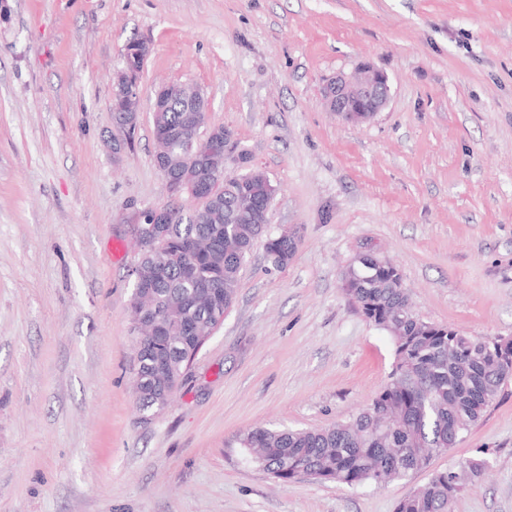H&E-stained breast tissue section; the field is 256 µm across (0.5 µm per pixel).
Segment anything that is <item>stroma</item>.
<instances>
[{"mask_svg": "<svg viewBox=\"0 0 512 512\" xmlns=\"http://www.w3.org/2000/svg\"><path fill=\"white\" fill-rule=\"evenodd\" d=\"M143 99L200 88L275 188L232 307L167 407L132 393L135 211L173 204L151 112L120 155L111 104L129 41ZM367 63L369 122L323 89ZM397 266L415 313L512 339V0H0V512H395L433 471L488 460L454 512H512V380L429 469L383 487L280 483L256 427L347 421L395 349L342 289L355 256ZM389 90L386 76L363 63L350 74L331 78L324 88V98L331 112L350 123L362 118V113L375 116L385 106ZM288 236L296 234L295 229H288ZM288 236H281L280 234H267L266 235V252L272 259L276 266H283L294 256L297 251L300 238L288 239Z\"/></svg>", "mask_w": 512, "mask_h": 512, "instance_id": "obj_1", "label": "stroma"}]
</instances>
